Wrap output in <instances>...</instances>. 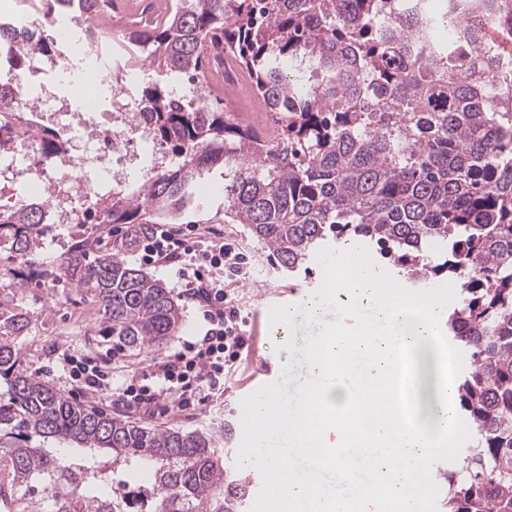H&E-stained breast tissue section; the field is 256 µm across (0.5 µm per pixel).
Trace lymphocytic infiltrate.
<instances>
[{
  "label": "lymphocytic infiltrate",
  "mask_w": 512,
  "mask_h": 512,
  "mask_svg": "<svg viewBox=\"0 0 512 512\" xmlns=\"http://www.w3.org/2000/svg\"><path fill=\"white\" fill-rule=\"evenodd\" d=\"M124 237L143 264L174 270L184 296L198 305L205 331L166 355L151 376L120 387L112 385L107 353L95 362L66 356L69 377L87 393L111 391L118 400L140 408L154 405L166 412L207 403L223 393L226 368L237 363L248 346L242 310L228 288L249 279V259L235 240L203 243L194 224L178 230L166 224L135 225Z\"/></svg>",
  "instance_id": "obj_1"
}]
</instances>
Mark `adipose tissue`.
Returning a JSON list of instances; mask_svg holds the SVG:
<instances>
[{
	"instance_id": "adipose-tissue-1",
	"label": "adipose tissue",
	"mask_w": 512,
	"mask_h": 512,
	"mask_svg": "<svg viewBox=\"0 0 512 512\" xmlns=\"http://www.w3.org/2000/svg\"><path fill=\"white\" fill-rule=\"evenodd\" d=\"M327 268L337 274L327 291L280 319L285 327L301 314L320 321L337 305L347 313L343 329H326L309 347V405L288 423L272 403L257 416L263 433L287 426L299 447L325 459L373 448L376 479L333 508L310 481L278 484L273 502L288 512H416L412 484L465 435L448 356L435 341L438 300L382 294L379 269L353 251L330 257Z\"/></svg>"
}]
</instances>
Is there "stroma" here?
Returning a JSON list of instances; mask_svg holds the SVG:
<instances>
[{"label": "stroma", "mask_w": 512, "mask_h": 512, "mask_svg": "<svg viewBox=\"0 0 512 512\" xmlns=\"http://www.w3.org/2000/svg\"><path fill=\"white\" fill-rule=\"evenodd\" d=\"M223 178L213 172L196 187L193 207L177 216L166 217V224L179 227L197 224L201 228L235 239L251 258L249 280L234 288L246 318L247 335H258L261 356L270 364L264 390L278 402H287L305 391L308 386L305 349L300 342L289 345L288 338L274 334L270 322L275 312L279 292L296 290L306 295L325 289L327 277L323 258L309 262L308 272L289 273L273 267L274 259L261 244L254 241L245 225L230 224L224 220ZM109 224H74L68 227L52 225L44 238L46 246L31 256L29 261L13 260L6 251H0V267L14 271L13 284L0 288V300L9 299L26 311L31 323L17 336L15 342L21 349L28 371L47 382L57 392L69 394L70 387L62 371L63 358L67 355L94 356L112 345L110 337L101 333L102 305L86 289L74 287L65 279L56 277L55 267L62 256L75 248L100 251L117 255L128 262H135L132 249L122 246L112 234ZM150 275L161 279L183 311V323L177 336L163 347L146 348L141 353L126 352L117 355L112 363L115 383H122L128 376L140 372L142 367L161 361L181 340L200 335L202 323L194 305L181 297L171 269L153 267ZM385 283L396 286L408 294L423 296L436 294L440 299L437 320L441 324L439 342L448 345L445 322L449 307L458 301L457 289L448 285L447 279H436L426 286H415L397 272L386 271ZM253 369L249 357H242L224 379V393L212 402L196 405L183 411L163 415L148 409H129L116 403L112 396L85 398L86 406L102 410L112 417L160 427H179L186 431L204 430L216 423L228 424L230 435L224 444L226 463L240 476H247L244 454L248 439L244 431L247 408L244 394L246 381Z\"/></svg>", "instance_id": "stroma-1"}]
</instances>
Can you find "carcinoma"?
Masks as SVG:
<instances>
[{"instance_id":"1","label":"carcinoma","mask_w":512,"mask_h":512,"mask_svg":"<svg viewBox=\"0 0 512 512\" xmlns=\"http://www.w3.org/2000/svg\"><path fill=\"white\" fill-rule=\"evenodd\" d=\"M60 0H39L29 35L0 26L12 72L0 76V154L32 129V102L9 86L31 57L60 49ZM175 0L122 37L147 52L136 86L150 140L179 158L155 163L133 188L114 183L78 224H153L224 170V216L244 224L279 267L297 272L329 244L375 248L413 283L461 280L448 336L467 365L456 387L471 447L443 479L442 512H512V75L478 57L475 41L440 39L466 21L448 0ZM116 0H79L85 36L112 50L103 21ZM485 41L512 42V0H466ZM247 70L272 112L277 140L237 123L224 100L203 106L167 89L220 72L224 54ZM40 157L69 151L54 126L35 129ZM52 223L45 201L0 203V250L19 261ZM66 279L103 305L113 348H159L183 322L165 284L111 253L72 252ZM0 460L13 512H127L110 483L154 489L150 512H244L250 480L224 465V432L115 419L29 373L15 336L28 314L0 302Z\"/></svg>"}]
</instances>
